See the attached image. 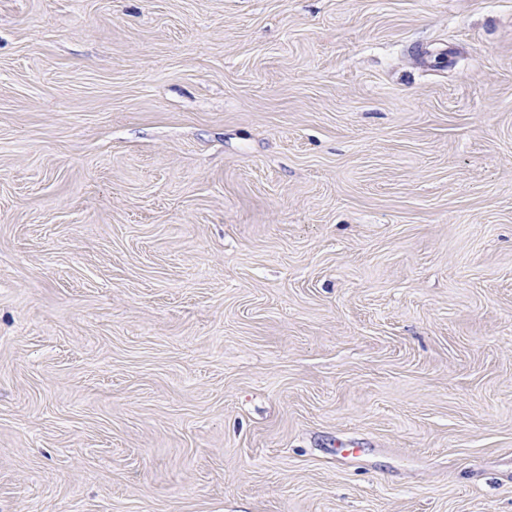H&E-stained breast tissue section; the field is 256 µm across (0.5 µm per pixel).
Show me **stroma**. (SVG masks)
I'll return each instance as SVG.
<instances>
[{
  "label": "stroma",
  "mask_w": 512,
  "mask_h": 512,
  "mask_svg": "<svg viewBox=\"0 0 512 512\" xmlns=\"http://www.w3.org/2000/svg\"><path fill=\"white\" fill-rule=\"evenodd\" d=\"M0 512H512V0H0Z\"/></svg>",
  "instance_id": "stroma-1"
}]
</instances>
